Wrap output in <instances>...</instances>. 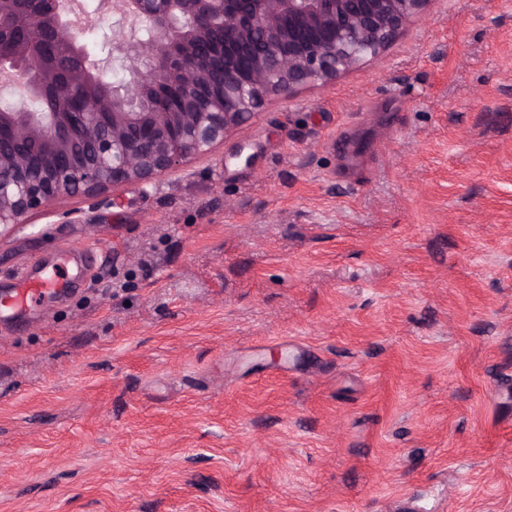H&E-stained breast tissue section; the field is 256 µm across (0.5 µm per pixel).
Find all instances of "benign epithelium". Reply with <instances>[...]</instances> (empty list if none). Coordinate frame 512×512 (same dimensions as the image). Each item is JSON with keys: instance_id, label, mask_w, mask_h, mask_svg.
<instances>
[{"instance_id": "obj_1", "label": "benign epithelium", "mask_w": 512, "mask_h": 512, "mask_svg": "<svg viewBox=\"0 0 512 512\" xmlns=\"http://www.w3.org/2000/svg\"><path fill=\"white\" fill-rule=\"evenodd\" d=\"M433 0H111L109 80L70 0H0V228L145 189L209 154L266 98L336 80L376 57Z\"/></svg>"}]
</instances>
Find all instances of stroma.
Here are the masks:
<instances>
[{
    "label": "stroma",
    "mask_w": 512,
    "mask_h": 512,
    "mask_svg": "<svg viewBox=\"0 0 512 512\" xmlns=\"http://www.w3.org/2000/svg\"><path fill=\"white\" fill-rule=\"evenodd\" d=\"M0 231V512H512V0H433L211 154ZM63 252L62 263L43 269L37 277L22 276L18 280L11 293L0 300L2 319L22 320L35 307L37 300L59 295L68 288L75 287L76 277L72 274L67 261L74 252Z\"/></svg>",
    "instance_id": "35a3bbf8"
}]
</instances>
